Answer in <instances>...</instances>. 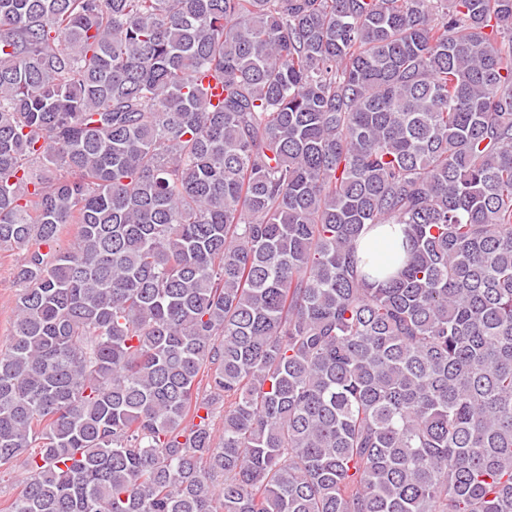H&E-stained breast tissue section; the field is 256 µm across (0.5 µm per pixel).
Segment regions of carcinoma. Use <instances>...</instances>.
<instances>
[{
	"label": "carcinoma",
	"instance_id": "cac0c4a2",
	"mask_svg": "<svg viewBox=\"0 0 512 512\" xmlns=\"http://www.w3.org/2000/svg\"><path fill=\"white\" fill-rule=\"evenodd\" d=\"M0 250L9 512H512V0H0ZM403 238L401 224L374 227L359 241L358 251L360 254L367 253L375 262L382 259L388 261L394 251L399 252ZM17 255L12 251H0V348H5L13 319L17 288L13 282V269ZM2 470L3 473H0V512H4L2 509L8 506L21 490L20 485L27 475L25 457H18L12 464L0 469V472Z\"/></svg>",
	"mask_w": 512,
	"mask_h": 512
}]
</instances>
